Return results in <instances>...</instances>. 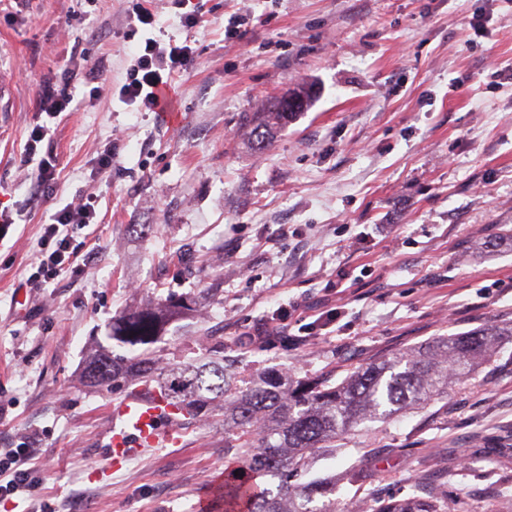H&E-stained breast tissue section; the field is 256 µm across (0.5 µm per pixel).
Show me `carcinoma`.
<instances>
[{
  "label": "carcinoma",
  "mask_w": 512,
  "mask_h": 512,
  "mask_svg": "<svg viewBox=\"0 0 512 512\" xmlns=\"http://www.w3.org/2000/svg\"><path fill=\"white\" fill-rule=\"evenodd\" d=\"M247 119L256 149L267 146L290 118L309 103L302 83ZM195 303H161L133 310L109 325L106 343L86 361L82 378L90 387L119 379L156 389L189 423L224 409V431L236 434L242 465L224 473V512H335L329 496L336 482L315 478L291 484L311 457L360 424L421 407L448 390V378H466L497 332L441 339L392 360L373 361L336 384L268 376L239 378L224 367V341L213 339L197 357L156 354L168 319ZM448 503L431 493L384 504L374 512H447Z\"/></svg>",
  "instance_id": "cac0c4a2"
}]
</instances>
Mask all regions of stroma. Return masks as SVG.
<instances>
[{
	"instance_id": "stroma-1",
	"label": "stroma",
	"mask_w": 512,
	"mask_h": 512,
	"mask_svg": "<svg viewBox=\"0 0 512 512\" xmlns=\"http://www.w3.org/2000/svg\"><path fill=\"white\" fill-rule=\"evenodd\" d=\"M136 3L0 6V213L14 219L0 227V448L36 434L40 481L0 512H198L237 460L223 412L118 467L108 432L127 391L82 381L113 318L188 293L161 357L220 336L225 366L252 379L338 381L502 329L469 378L320 449L310 474L336 478V512L431 492L455 512H512V0H149L151 25ZM149 38L194 51L174 127L120 93ZM67 68L74 101L52 120L39 99ZM299 82L311 106L253 149L247 115ZM40 123L58 179L36 200L20 152ZM108 143L111 175L91 176ZM87 197L75 264L24 288L42 224ZM354 470L362 481H343Z\"/></svg>"
}]
</instances>
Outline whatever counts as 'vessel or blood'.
<instances>
[{
  "label": "vessel or blood",
  "instance_id": "obj_1",
  "mask_svg": "<svg viewBox=\"0 0 512 512\" xmlns=\"http://www.w3.org/2000/svg\"><path fill=\"white\" fill-rule=\"evenodd\" d=\"M110 442L116 457L129 455L132 448H156L174 438L169 426L175 418L158 394L131 396L113 411Z\"/></svg>",
  "mask_w": 512,
  "mask_h": 512
}]
</instances>
